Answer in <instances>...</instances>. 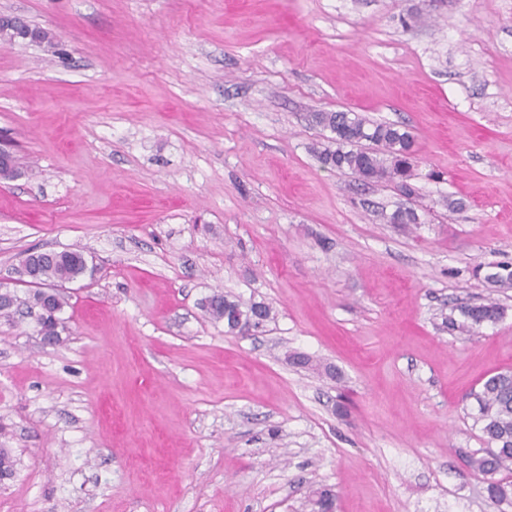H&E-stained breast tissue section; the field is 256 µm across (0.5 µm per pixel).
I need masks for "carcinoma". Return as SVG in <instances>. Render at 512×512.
Segmentation results:
<instances>
[{
	"label": "carcinoma",
	"mask_w": 512,
	"mask_h": 512,
	"mask_svg": "<svg viewBox=\"0 0 512 512\" xmlns=\"http://www.w3.org/2000/svg\"><path fill=\"white\" fill-rule=\"evenodd\" d=\"M315 124L328 130L329 146L320 153V161L330 167L348 170L361 180L369 182L399 181L405 195L414 189L408 183L412 177L411 158L414 138L405 129L390 123L374 122L358 112H315ZM88 262L81 251L63 250L39 268L35 290L26 297L15 296L0 302V318L12 321L16 316L34 319L37 327L48 325L55 335H60L63 319L60 313L64 297L57 293L51 309L41 293V286L61 287L83 277ZM486 282L494 288H512V264L502 262L485 274ZM260 307L264 320L272 319V309L263 303L247 307L222 293L209 296L203 306L205 313L215 321L230 326V318L248 319L249 313ZM461 320L449 319V325L461 332H473L485 324L502 319L504 309L494 300L459 308ZM478 405L477 421L488 444L485 455L472 460V466L490 476L487 484L488 497L495 503L512 502V482L497 479L495 475L512 468V372H500L486 379L474 392Z\"/></svg>",
	"instance_id": "obj_1"
}]
</instances>
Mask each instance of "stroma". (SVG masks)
<instances>
[{
    "label": "stroma",
    "mask_w": 512,
    "mask_h": 512,
    "mask_svg": "<svg viewBox=\"0 0 512 512\" xmlns=\"http://www.w3.org/2000/svg\"><path fill=\"white\" fill-rule=\"evenodd\" d=\"M0 12L55 38L0 46V283L32 248L94 267L57 346L0 319V512H512L470 465L512 371V288L473 273L512 262V0ZM335 111L411 131L413 195L323 167ZM217 291L273 317L228 333ZM461 321L450 318L449 325L461 332H474L485 324H493L502 319L504 309L494 300L487 299L479 304L461 306Z\"/></svg>",
    "instance_id": "stroma-1"
}]
</instances>
